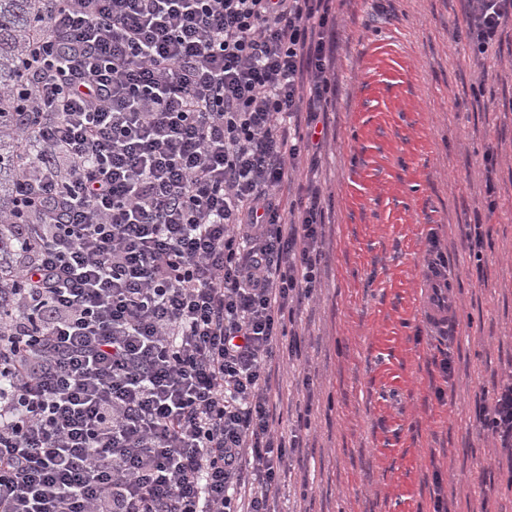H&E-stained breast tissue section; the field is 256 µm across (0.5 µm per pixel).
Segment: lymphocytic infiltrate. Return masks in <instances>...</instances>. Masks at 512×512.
<instances>
[{"label": "lymphocytic infiltrate", "mask_w": 512, "mask_h": 512, "mask_svg": "<svg viewBox=\"0 0 512 512\" xmlns=\"http://www.w3.org/2000/svg\"><path fill=\"white\" fill-rule=\"evenodd\" d=\"M485 53L512 0H467ZM329 0H38L0 286V512H277L286 323L319 286L308 168ZM306 135L290 141L291 127ZM481 423L512 453V377Z\"/></svg>", "instance_id": "f902f5d3"}]
</instances>
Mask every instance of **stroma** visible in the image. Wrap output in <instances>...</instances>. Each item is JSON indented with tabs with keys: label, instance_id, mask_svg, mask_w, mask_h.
I'll return each mask as SVG.
<instances>
[{
	"label": "stroma",
	"instance_id": "stroma-1",
	"mask_svg": "<svg viewBox=\"0 0 512 512\" xmlns=\"http://www.w3.org/2000/svg\"><path fill=\"white\" fill-rule=\"evenodd\" d=\"M330 7L325 260L291 327L301 354L272 390L278 430L305 457L277 508L433 512L438 489L448 512H512V462L479 420L512 375V21L478 55L466 0ZM433 245L453 270L449 337L422 313Z\"/></svg>",
	"mask_w": 512,
	"mask_h": 512
}]
</instances>
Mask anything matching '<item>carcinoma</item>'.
Instances as JSON below:
<instances>
[{"label": "carcinoma", "instance_id": "cac0c4a2", "mask_svg": "<svg viewBox=\"0 0 512 512\" xmlns=\"http://www.w3.org/2000/svg\"><path fill=\"white\" fill-rule=\"evenodd\" d=\"M34 10L35 0H0V84L9 83L16 73L20 48L29 34ZM14 113V100L0 97V213L11 212L16 206ZM13 247L11 226L0 225L1 278L9 273Z\"/></svg>", "mask_w": 512, "mask_h": 512}]
</instances>
